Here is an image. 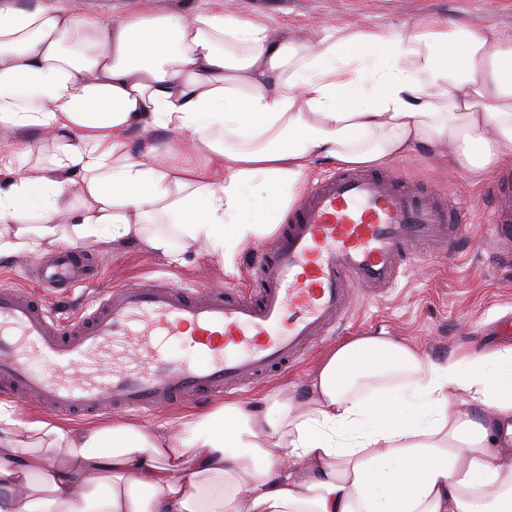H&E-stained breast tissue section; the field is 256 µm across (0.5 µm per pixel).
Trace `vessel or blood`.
<instances>
[{
	"instance_id": "1",
	"label": "vessel or blood",
	"mask_w": 512,
	"mask_h": 512,
	"mask_svg": "<svg viewBox=\"0 0 512 512\" xmlns=\"http://www.w3.org/2000/svg\"><path fill=\"white\" fill-rule=\"evenodd\" d=\"M496 246L512 254V179L497 187ZM459 207H439L395 173L343 171L310 186L272 252L261 257L258 298L199 293L154 281L99 290L61 311L0 286V389L38 401L58 417L152 413L199 395H223L296 363L300 351L349 317L353 286L387 293L409 274L416 242L452 248L462 237ZM81 249L39 266L49 284L79 286ZM131 368H114L118 351ZM41 368H33L30 358Z\"/></svg>"
}]
</instances>
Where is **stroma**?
<instances>
[{"mask_svg": "<svg viewBox=\"0 0 512 512\" xmlns=\"http://www.w3.org/2000/svg\"><path fill=\"white\" fill-rule=\"evenodd\" d=\"M49 8L115 21L131 15L184 14L206 11L214 15L263 23L272 37L315 40L359 23L389 33L411 30L427 18L462 20L473 26L493 23L504 41L512 43V0H496L487 11L486 0H0V11ZM132 146H156L163 160L189 164L221 179L212 168L209 153L179 144L170 131L149 128L130 132ZM389 170L408 185L427 191L438 200H453L466 214V229L454 249L423 247L419 268L401 278L377 301L354 291L350 318L343 334L316 344L297 364L269 379L256 381L239 394L249 402L275 395L282 387L305 384L322 355L331 347L365 334L388 333L418 345L426 355L445 359L472 348L494 349L506 345L491 326L512 314V262L502 259L493 243L491 226L495 175L449 172L448 164L427 146L393 159ZM274 235H266L244 248L236 258V274L224 271L221 258L207 254L186 256L184 264L130 249L108 256L96 246L87 251L97 267L96 277L74 292L65 287L42 288L33 276L39 254L0 260V285H19L39 300L70 309L106 286L133 285L153 279L188 285L206 291L218 284L240 294H255L259 279L252 269L262 249H272Z\"/></svg>", "mask_w": 512, "mask_h": 512, "instance_id": "obj_1", "label": "stroma"}]
</instances>
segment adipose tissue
<instances>
[{
	"mask_svg": "<svg viewBox=\"0 0 512 512\" xmlns=\"http://www.w3.org/2000/svg\"><path fill=\"white\" fill-rule=\"evenodd\" d=\"M204 146L224 180L132 152L139 128ZM0 259L62 243L232 265L315 160L382 167L426 145L483 174L512 162V44L496 27L354 26L315 42L208 13L0 11ZM512 346L433 360L394 337L329 350L304 396L227 402L178 432L19 424L0 402V512H512ZM2 149H10L19 154V159L16 163V169L21 167V169L27 168L28 163L25 164L24 158L22 157V153L31 150L32 154L30 159L36 157L38 152L43 151L45 154L51 153V147L48 144H45L35 138L28 136L27 134H18L14 138H12L9 142H2L0 140V151Z\"/></svg>",
	"mask_w": 512,
	"mask_h": 512,
	"instance_id": "adipose-tissue-1",
	"label": "adipose tissue"
}]
</instances>
